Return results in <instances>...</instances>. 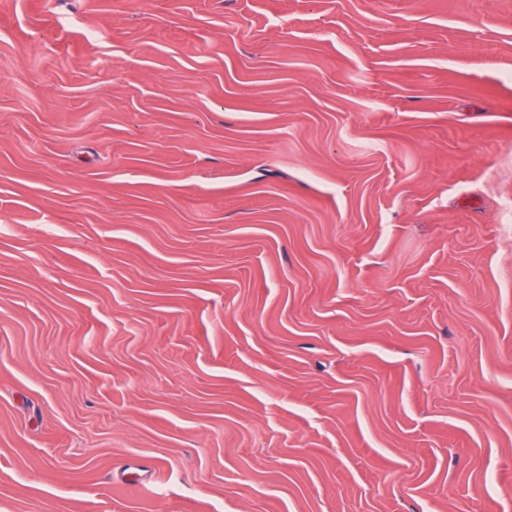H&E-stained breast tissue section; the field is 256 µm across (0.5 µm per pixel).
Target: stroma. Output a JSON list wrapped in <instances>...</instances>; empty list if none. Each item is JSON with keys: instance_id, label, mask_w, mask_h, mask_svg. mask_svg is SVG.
I'll list each match as a JSON object with an SVG mask.
<instances>
[{"instance_id": "obj_1", "label": "stroma", "mask_w": 512, "mask_h": 512, "mask_svg": "<svg viewBox=\"0 0 512 512\" xmlns=\"http://www.w3.org/2000/svg\"><path fill=\"white\" fill-rule=\"evenodd\" d=\"M0 512H512V0H0Z\"/></svg>"}]
</instances>
